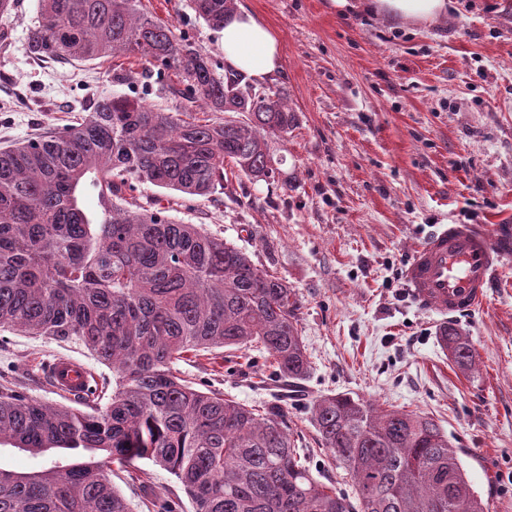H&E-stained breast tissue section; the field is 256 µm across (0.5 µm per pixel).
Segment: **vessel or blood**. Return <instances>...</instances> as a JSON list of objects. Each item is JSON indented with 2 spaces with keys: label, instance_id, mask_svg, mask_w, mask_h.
Returning <instances> with one entry per match:
<instances>
[{
  "label": "vessel or blood",
  "instance_id": "1",
  "mask_svg": "<svg viewBox=\"0 0 512 512\" xmlns=\"http://www.w3.org/2000/svg\"><path fill=\"white\" fill-rule=\"evenodd\" d=\"M503 256L497 240L483 230L443 224L416 247L404 279L420 308L442 315L471 314L486 303ZM46 374L52 387L65 395L89 381L86 368L62 357L48 363Z\"/></svg>",
  "mask_w": 512,
  "mask_h": 512
}]
</instances>
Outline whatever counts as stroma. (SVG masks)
I'll use <instances>...</instances> for the list:
<instances>
[{"label": "stroma", "mask_w": 512, "mask_h": 512, "mask_svg": "<svg viewBox=\"0 0 512 512\" xmlns=\"http://www.w3.org/2000/svg\"><path fill=\"white\" fill-rule=\"evenodd\" d=\"M37 0L0 16V150L74 124L112 94L144 97L170 112L153 73L133 63L128 80L112 63L35 57L29 38ZM276 34L282 68L262 90L287 100L293 120L271 139L274 179L255 182L226 165L224 187L190 197L154 186L141 195L171 207L285 279L299 300L310 373L306 400L290 405L296 448L318 480L352 494L329 469L311 426L309 399L352 392L375 405L430 416L447 433L491 512H512V256L486 305L445 318L420 309L403 279L415 246L438 224H472L512 241V0H454L432 26L399 27L369 14H340L333 0H237ZM215 62L224 48L187 0H141ZM457 329L477 372L449 362L438 336ZM68 357L97 383L112 370L84 347L19 331L0 333V381L52 405H69L44 366ZM179 369L197 389L253 405L282 387L263 350L187 353ZM143 480L114 470L132 512L145 500L193 512L178 480L140 461Z\"/></svg>", "instance_id": "stroma-1"}]
</instances>
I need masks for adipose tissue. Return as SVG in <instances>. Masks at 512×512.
<instances>
[{
  "instance_id": "obj_1",
  "label": "adipose tissue",
  "mask_w": 512,
  "mask_h": 512,
  "mask_svg": "<svg viewBox=\"0 0 512 512\" xmlns=\"http://www.w3.org/2000/svg\"><path fill=\"white\" fill-rule=\"evenodd\" d=\"M450 0H360L359 10L396 25L409 20L432 25L448 15ZM218 36L224 44V70L255 83L281 69L280 44L270 28L247 10L229 16Z\"/></svg>"
}]
</instances>
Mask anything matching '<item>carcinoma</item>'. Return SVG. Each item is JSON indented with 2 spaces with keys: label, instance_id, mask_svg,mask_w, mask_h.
I'll use <instances>...</instances> for the list:
<instances>
[{
  "label": "carcinoma",
  "instance_id": "obj_1",
  "mask_svg": "<svg viewBox=\"0 0 512 512\" xmlns=\"http://www.w3.org/2000/svg\"><path fill=\"white\" fill-rule=\"evenodd\" d=\"M140 0H38L29 49L88 62L136 57L180 99L165 112L142 97L99 99L79 120L0 151V331L75 341L112 367V392L88 386L55 407L0 385V448L61 454L38 471L0 468V512H131L110 465L148 460L170 471L194 512H489L448 435L424 414L338 392L311 421L354 496L315 478L278 403L255 407L181 376L188 352L259 344L296 387L309 374L299 302L281 277L197 224L136 201L152 185L207 197L224 163L275 176L269 139L288 132V103L221 76L210 57ZM212 29L236 0H189ZM226 114L199 119L196 107ZM97 195L98 208L84 206ZM439 341L464 374L468 337Z\"/></svg>",
  "mask_w": 512,
  "mask_h": 512
}]
</instances>
